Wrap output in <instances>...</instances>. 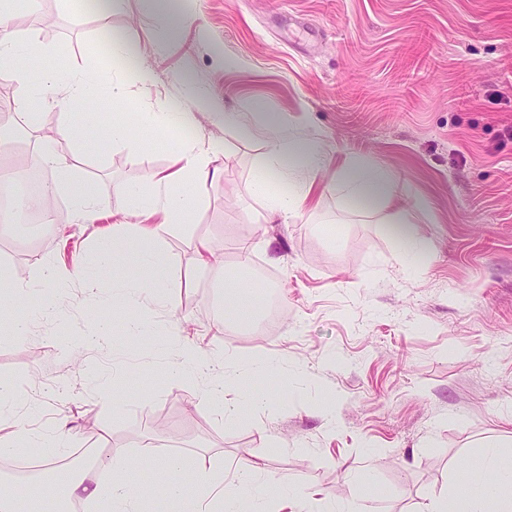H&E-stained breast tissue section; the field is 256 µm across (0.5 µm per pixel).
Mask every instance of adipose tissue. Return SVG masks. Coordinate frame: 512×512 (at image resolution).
Masks as SVG:
<instances>
[{"instance_id":"ef3b65f1","label":"adipose tissue","mask_w":512,"mask_h":512,"mask_svg":"<svg viewBox=\"0 0 512 512\" xmlns=\"http://www.w3.org/2000/svg\"><path fill=\"white\" fill-rule=\"evenodd\" d=\"M15 0H0V78L25 88H32L28 99L25 122L36 130V146L41 163L53 173L50 184L37 195L20 198L18 205L25 210L45 208L49 199L63 188H71V212L76 222H94L98 201L93 186L77 184L73 165L62 155L57 145L69 140L85 149L99 148L127 140L129 125L124 114L113 113L111 120L86 105L89 76L74 70L59 74L44 70L39 81H31L33 61L48 55V48L38 39L36 30L17 32L10 26ZM106 51L119 76L112 81V92L124 94L123 74L129 73L141 84L151 83L154 72L135 55L131 44L122 36H111ZM64 96L74 105L71 119L58 129L38 133V117L42 107L56 96ZM207 110L213 124L231 120L223 103L202 91L194 92L192 107L160 112H142L140 126L148 131L195 127V109ZM268 157L255 179V190L267 202L266 221L295 213L305 201L307 191L296 187L283 192L278 183L298 171L311 170L320 163L321 155L315 144L293 141L276 131H268ZM210 148L202 137L185 140L178 145L180 169L159 179L156 186H125L118 190L120 207L138 215L162 213L156 224L113 225L111 232L95 243L89 260L77 267V275L89 292L108 285L115 317L126 326L128 335L144 333L142 320L135 310L148 299H164L170 286L167 259L163 244L175 231L192 224L193 217L207 184L220 179L218 170L208 165ZM351 198L367 204L393 206L394 195L390 176L382 171L360 165L352 166L342 183ZM58 285L53 265H45L37 282L18 283L8 276L0 277V332L15 340H25L31 324L40 314L52 311V304L30 307L20 315L18 305L44 289ZM258 306L254 293L240 278L226 280L224 289V324L231 327L254 320ZM252 372L243 369L225 379L223 387L209 394V401L222 404L227 419L235 420L260 409L262 400L250 388ZM71 437L66 432L52 436L26 428H15L0 435V456L22 452L36 453L43 469L54 470L59 458L69 448ZM145 462L162 477L160 487H150L142 479V465L130 462L121 448L111 449L107 464H96L94 474H81L71 479L65 488L64 500H52L54 512L62 503L79 502L88 512H264L266 505L293 498L299 512H332L324 503L308 501L305 494L289 495L284 485L263 478V462H255L250 474L238 478L231 490H224V475L207 469L198 458L177 455L156 457L152 441L143 444ZM193 472V481H185V472ZM426 512H512V453L499 448H484L478 468L469 485H455L445 496L430 498Z\"/></svg>"}]
</instances>
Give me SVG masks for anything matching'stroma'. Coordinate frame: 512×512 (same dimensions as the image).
<instances>
[{
	"label": "stroma",
	"instance_id": "obj_1",
	"mask_svg": "<svg viewBox=\"0 0 512 512\" xmlns=\"http://www.w3.org/2000/svg\"><path fill=\"white\" fill-rule=\"evenodd\" d=\"M75 7L19 0L13 25L37 29L52 51L44 66L89 71L102 115L187 104L193 84L240 120L198 119L219 144L210 165L222 177L193 224L164 243L171 290L146 303L148 335L118 327L89 345L93 324L112 316L111 298L68 273L120 221L119 187L175 170L168 144L81 152L95 223H76L62 191L50 233L0 225V266L12 279L37 280L47 263L66 276L56 313L28 341L0 336V379L17 385L20 420L134 460L152 436L158 453L204 456L229 484L261 460L268 477L331 501L365 473V512H423L460 481L462 460L512 443V0H176L190 23L161 49L169 17L144 0H118L106 19ZM111 32L155 70L153 83L117 102L103 91ZM228 57L236 68H225ZM270 128L315 142L325 164L309 174L301 211L267 224L253 181ZM349 159L386 171L403 208L351 204L335 187ZM397 224L425 243L414 265L397 259ZM243 250L267 273L261 289H277L284 305L267 335L219 326L220 285ZM173 331L242 362L271 360L254 390L276 401L222 418L205 402L221 370L167 380ZM103 384L125 401L103 408Z\"/></svg>",
	"mask_w": 512,
	"mask_h": 512
}]
</instances>
